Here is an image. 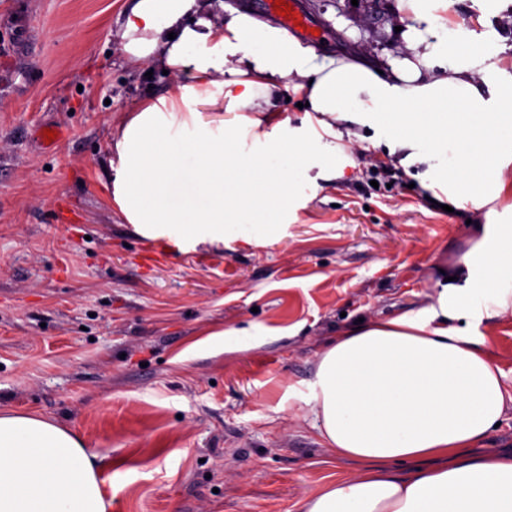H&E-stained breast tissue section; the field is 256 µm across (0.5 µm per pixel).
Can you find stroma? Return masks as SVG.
Returning <instances> with one entry per match:
<instances>
[{
  "label": "stroma",
  "mask_w": 512,
  "mask_h": 512,
  "mask_svg": "<svg viewBox=\"0 0 512 512\" xmlns=\"http://www.w3.org/2000/svg\"><path fill=\"white\" fill-rule=\"evenodd\" d=\"M396 0H319L318 50L389 69L404 54ZM125 0H0V410L37 414L96 452L108 512H299L360 470L313 426L329 339L428 305L472 224L385 160L349 145V176L301 199L262 245L152 251L98 179L111 113L167 78L119 48ZM461 47L512 43V0H451ZM67 135L43 148L35 132ZM512 389V316L483 321Z\"/></svg>",
  "instance_id": "stroma-1"
}]
</instances>
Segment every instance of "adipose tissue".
Segmentation results:
<instances>
[{
    "label": "adipose tissue",
    "mask_w": 512,
    "mask_h": 512,
    "mask_svg": "<svg viewBox=\"0 0 512 512\" xmlns=\"http://www.w3.org/2000/svg\"><path fill=\"white\" fill-rule=\"evenodd\" d=\"M447 0H397L405 56L390 73L318 56L215 0H129L132 65L169 83L109 120L100 180L122 223L167 250L255 243L298 197L343 177V142L372 129L428 199L460 209L512 200V44L458 47ZM433 19L442 43L419 22ZM304 103L291 126L289 102ZM424 106L410 125L394 111ZM512 315V225L479 224L430 304L341 330L315 369L314 423L355 475L300 512H512V458L467 457L512 398L483 320ZM414 462L407 478L393 465ZM96 456L48 418L0 411V512H107Z\"/></svg>",
    "instance_id": "adipose-tissue-1"
}]
</instances>
